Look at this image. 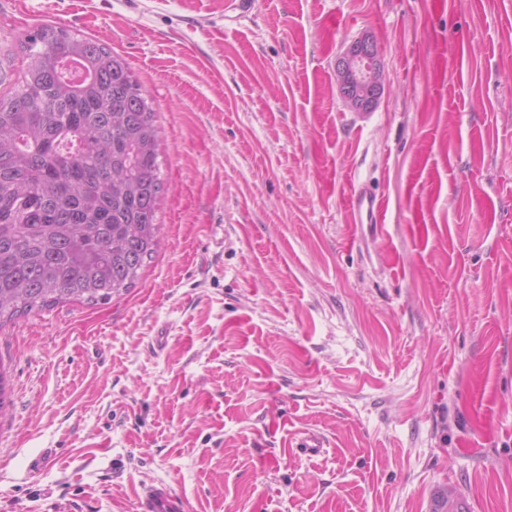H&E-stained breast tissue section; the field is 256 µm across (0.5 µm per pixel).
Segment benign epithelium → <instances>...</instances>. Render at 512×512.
I'll use <instances>...</instances> for the list:
<instances>
[{"label": "benign epithelium", "instance_id": "7a95c632", "mask_svg": "<svg viewBox=\"0 0 512 512\" xmlns=\"http://www.w3.org/2000/svg\"><path fill=\"white\" fill-rule=\"evenodd\" d=\"M334 71L339 94L354 112L373 110L383 92V65L377 45L362 37L337 57Z\"/></svg>", "mask_w": 512, "mask_h": 512}]
</instances>
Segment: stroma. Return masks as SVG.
I'll return each mask as SVG.
<instances>
[{
    "label": "stroma",
    "instance_id": "stroma-1",
    "mask_svg": "<svg viewBox=\"0 0 512 512\" xmlns=\"http://www.w3.org/2000/svg\"><path fill=\"white\" fill-rule=\"evenodd\" d=\"M45 24L152 99L160 244L122 296L0 325V512L160 481L188 512H512V0H0V93ZM365 35L359 116L334 61ZM334 71L339 94L348 108L365 115L383 92V65L377 45L362 37L337 57ZM349 209L350 223L368 224L370 227L382 230V224H384L382 202L367 185L362 183L354 188Z\"/></svg>",
    "mask_w": 512,
    "mask_h": 512
}]
</instances>
